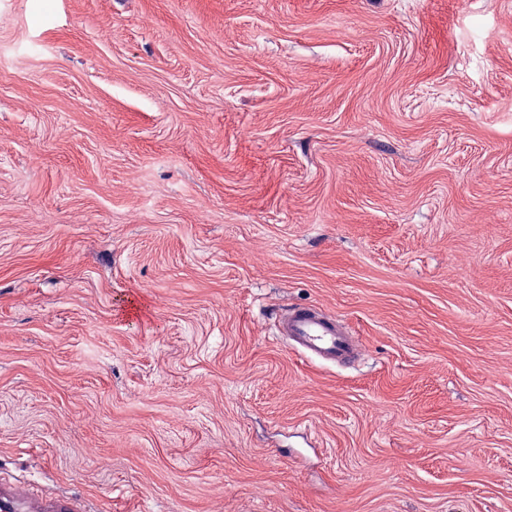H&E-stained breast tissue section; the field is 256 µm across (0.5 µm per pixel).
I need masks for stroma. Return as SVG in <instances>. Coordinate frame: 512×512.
Instances as JSON below:
<instances>
[{
  "label": "stroma",
  "instance_id": "obj_1",
  "mask_svg": "<svg viewBox=\"0 0 512 512\" xmlns=\"http://www.w3.org/2000/svg\"><path fill=\"white\" fill-rule=\"evenodd\" d=\"M0 478L512 512V0H0ZM277 332L293 351L327 364L351 363L362 346L346 322L318 306L289 308L279 317Z\"/></svg>",
  "mask_w": 512,
  "mask_h": 512
}]
</instances>
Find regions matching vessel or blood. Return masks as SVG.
<instances>
[{
    "mask_svg": "<svg viewBox=\"0 0 512 512\" xmlns=\"http://www.w3.org/2000/svg\"><path fill=\"white\" fill-rule=\"evenodd\" d=\"M277 332L293 351L327 364L351 363L361 350V342L351 327L317 306L293 307L278 319ZM0 512H85L68 497L46 499L35 505L24 485L0 487Z\"/></svg>",
    "mask_w": 512,
    "mask_h": 512,
    "instance_id": "vessel-or-blood-1",
    "label": "vessel or blood"
}]
</instances>
